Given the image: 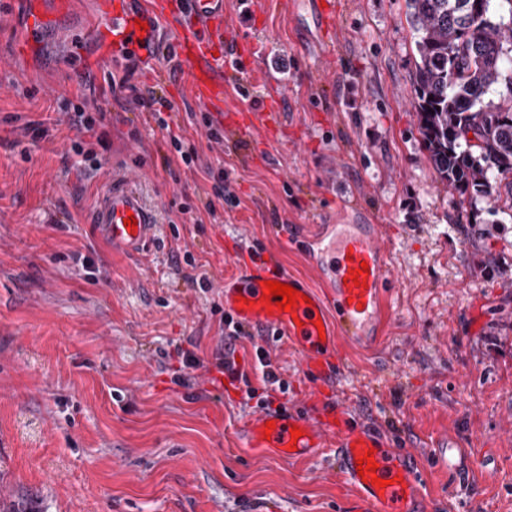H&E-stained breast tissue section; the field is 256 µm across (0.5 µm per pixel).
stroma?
<instances>
[{"label": "stroma", "mask_w": 512, "mask_h": 512, "mask_svg": "<svg viewBox=\"0 0 512 512\" xmlns=\"http://www.w3.org/2000/svg\"><path fill=\"white\" fill-rule=\"evenodd\" d=\"M224 0L225 113L272 105L275 134L220 123L207 137L187 82L124 59L89 72L67 43L16 53L23 7L0 0V502L40 512H348L332 458L286 462L252 451L256 408L217 387L233 260L258 253L315 280L318 224H380L392 257L388 325L373 349L346 346L330 399L350 422L414 452L431 512H512V216L464 206L436 179L414 107L415 36L405 0ZM326 51H319L318 43ZM283 55L287 73H271ZM137 74L167 98L161 119L126 104L113 79ZM96 77L110 150H71L79 133L65 84ZM48 129L39 137L38 129ZM179 136L201 166L188 170ZM223 166L239 203L209 214L204 165ZM137 181L157 210L149 256H122L86 222L100 196ZM191 204L192 215L181 212ZM291 228L281 236L279 225ZM191 253L194 265L181 263ZM212 283L202 291L196 277ZM195 342L192 387L174 382L176 345ZM307 408L315 378L286 341H269ZM483 463L459 481L434 467L442 439Z\"/></svg>", "instance_id": "1"}]
</instances>
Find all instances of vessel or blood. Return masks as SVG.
<instances>
[{"mask_svg":"<svg viewBox=\"0 0 512 512\" xmlns=\"http://www.w3.org/2000/svg\"><path fill=\"white\" fill-rule=\"evenodd\" d=\"M25 32L28 49L42 46L51 34L61 31L74 13L75 0H25ZM189 15L180 28H161L175 13L172 0H99L100 16L85 23L75 54L94 44L99 60L144 57L160 60L164 51L174 53L178 76L191 87L204 110L224 109V0H182ZM145 30H138V23ZM135 218L136 228H127L126 218ZM96 232L113 250L139 255L151 250L155 238V213L143 194L130 183L107 190L89 216ZM316 266L321 287L273 264L258 261L239 271L224 290V308L242 326L264 336L285 338L296 350L298 370L324 381L333 378L336 355L343 344H375L383 321V299L390 268L377 224H333L316 238ZM367 265L365 286L352 280L356 268ZM279 281L304 294L294 311H268L263 302L264 284ZM319 395H312V409L303 415L285 411H260L248 420L245 434L249 448L272 452L285 461L309 459L334 451L339 471L354 497L352 512H428L422 492L420 468L411 454L390 447L373 430L349 426L341 405L318 410ZM273 430H266V423ZM299 426L302 435L292 439L290 429ZM373 451L378 464L375 477L360 476L357 458ZM434 455L442 467L467 478L477 463L463 449L447 441ZM384 479V487L374 478Z\"/></svg>","mask_w":512,"mask_h":512,"instance_id":"vessel-or-blood-1","label":"vessel or blood"}]
</instances>
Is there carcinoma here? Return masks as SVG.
Returning a JSON list of instances; mask_svg holds the SVG:
<instances>
[{
	"label": "carcinoma",
	"instance_id": "obj_1",
	"mask_svg": "<svg viewBox=\"0 0 512 512\" xmlns=\"http://www.w3.org/2000/svg\"><path fill=\"white\" fill-rule=\"evenodd\" d=\"M406 3L417 34L414 106L438 179L471 203L491 197L494 211H512V182L490 189L493 174H512V11L505 24L490 20V0ZM494 85L497 106L484 103Z\"/></svg>",
	"mask_w": 512,
	"mask_h": 512
}]
</instances>
